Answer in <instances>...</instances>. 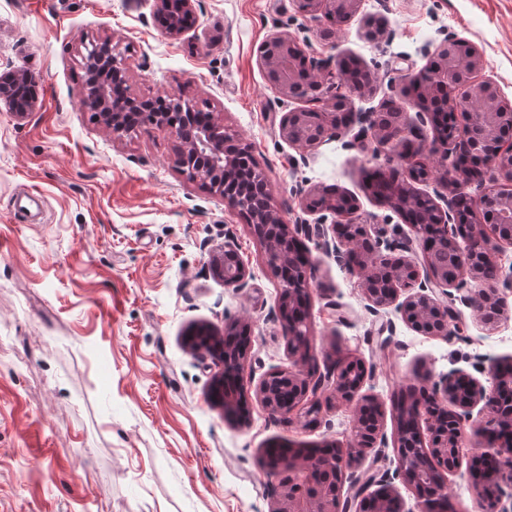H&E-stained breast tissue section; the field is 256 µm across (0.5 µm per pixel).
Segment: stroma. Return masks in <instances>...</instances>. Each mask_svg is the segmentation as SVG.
Listing matches in <instances>:
<instances>
[{
	"instance_id": "stroma-1",
	"label": "stroma",
	"mask_w": 512,
	"mask_h": 512,
	"mask_svg": "<svg viewBox=\"0 0 512 512\" xmlns=\"http://www.w3.org/2000/svg\"><path fill=\"white\" fill-rule=\"evenodd\" d=\"M369 17L385 30L380 43L364 37ZM275 33L317 59L358 58L371 87L356 109L393 102L427 151L440 144L405 89L448 34L478 49L483 76L512 102V0H363L335 30L292 0H195L176 38L154 0H0V74L35 78L25 118L0 107V512H271L287 474L267 465L264 448L351 440L353 405L323 403L306 426L294 413L271 416L256 395L262 376L308 367L282 334L279 282L245 218L185 177L169 127L115 135L82 105L81 43L111 38L126 52L131 93L192 97L250 145L286 223L321 220L298 208L300 185L346 193L355 220L387 239L411 236L366 178L404 168L398 144L368 138L350 149V129L303 155L280 137L296 104L280 100L257 56ZM228 233L254 273L241 291L209 267ZM307 246L309 353L322 373L349 358L371 369L363 391L384 405L387 446L358 467L387 469L398 448L394 394L427 375L477 374L480 355L512 357V288L500 289L495 330L465 307L460 334L429 336L395 308L370 312L359 277ZM234 320L251 328L243 423L208 401L219 366L185 343L192 327L220 332Z\"/></svg>"
}]
</instances>
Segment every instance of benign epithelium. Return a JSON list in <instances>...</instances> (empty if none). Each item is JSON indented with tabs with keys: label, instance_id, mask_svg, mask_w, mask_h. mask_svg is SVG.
<instances>
[{
	"label": "benign epithelium",
	"instance_id": "benign-epithelium-1",
	"mask_svg": "<svg viewBox=\"0 0 512 512\" xmlns=\"http://www.w3.org/2000/svg\"><path fill=\"white\" fill-rule=\"evenodd\" d=\"M362 0H301L304 11H324L354 16L359 12ZM156 12L165 19V31L171 37L180 36L185 25L182 18H190L194 14V0H179V8H173L172 0H156ZM459 39L448 35L444 40L441 52L447 56L448 65L438 73V78L448 91L456 92V107L464 112L467 123L478 122L484 127L485 141L469 140L468 129L463 134L448 136L446 152L438 159V167L444 169L443 180L450 186L471 181V174L459 168H448L446 156L453 153L458 141L467 144L473 152H490L488 162L506 181L512 180V139L502 133L499 125L501 116L512 118V104L504 101L497 92L495 84L483 77V61L480 53L473 47L469 48V56L462 62L453 59ZM259 59L268 74H278L274 82L277 91L286 99L293 98L294 80L291 77L292 62L297 61L310 72L316 74L314 89L307 95V100L323 104V123L313 140H302L301 128L305 112L297 109L285 113L279 125L280 136L289 144L301 149L316 148L329 140L342 137V124L336 122V113L350 107L342 89L347 81L339 71L331 68L330 60L316 61L291 38L275 34L263 41L259 48ZM86 79L83 88V103L91 111L102 118L104 126L114 134L127 131L139 117H148L159 125L168 124L167 112L178 109L182 112L198 111L197 104L181 95L157 96L155 98H138L128 90L119 93L114 91L117 84L126 85V58L116 49L112 42L105 39L94 42L86 47L83 56ZM35 83V79L27 71L17 70L0 76V104L19 118L25 117L33 109V101L24 105L17 103L15 92L22 86ZM352 122L360 124L357 137L372 136L384 147L402 134L400 126L382 128L377 123V113L359 112L352 114ZM182 147L176 161L182 173L191 180H199L210 190L223 193L224 178H235L241 175L238 167L237 153L229 149L232 140L224 135V124L221 119L211 113L205 120L194 126L185 134L174 129ZM299 206L307 212H326L333 215V239H328L324 224H287L281 214L268 206L249 215L251 228L265 247L266 264L278 274L281 291L277 307V319L283 335L294 336V327L298 322L289 319L288 314L298 298H310L313 290L311 277L305 272H295L288 267L290 257L289 246L302 235L307 239L317 236L321 239L320 246L334 255L336 261L346 267L350 266V251L361 249L365 254L362 269L357 271L362 291L369 302V309L377 313L391 305L397 309L413 327L424 334L448 338L453 335V327L458 325L461 313L455 303L471 308L478 313L482 322H487L484 315L486 305L494 303L502 306L498 284L500 280L512 279V267L504 269L499 262V249L496 244L501 241H512V220L501 219L502 212L512 209V189L483 190L471 196L472 209L485 213L488 223L475 226L473 235L464 253H483L496 267V279L490 283L482 280L479 269L464 266L461 272L450 278L448 270L428 265L425 277L411 263L399 257L388 270L385 297H380L372 277L373 265L381 260H390L389 254L395 251L410 250L413 240L402 242L385 240L380 234H372L368 224H356L351 220L355 207H344L336 204L335 196L322 195L316 192L295 191ZM438 234L451 238L459 221L458 197L452 196L445 200V205L433 203ZM213 270L224 279V286L242 291L249 286L253 275L249 267L240 257L237 243L233 236H224V245L213 250L210 256ZM407 292L404 300H399L401 292ZM441 293L448 297L446 304L439 303L435 295ZM237 324L225 328L219 334L207 326L196 328L187 337V344L192 350L198 351L196 345L199 338L208 339V354L220 365L215 374L211 388L212 401L224 407L226 412L233 409L234 393L224 391V376L229 374L236 381V386L243 387L241 371L245 358V350L229 352L224 349V337L236 333ZM488 362L484 368L489 385H484L476 377L459 369H452L440 380L431 383L426 389L428 402L424 411L418 413V422L425 424L429 434L426 444L427 465L430 480L422 483L419 469L410 466L404 454L399 453L393 461L394 469L381 474L376 472H360L356 462L366 453L386 447V436L383 432L384 413L373 405L372 413L363 412L364 396L360 391L369 377L364 362L353 361L358 371L352 377L347 365L340 364L324 374L303 375L300 373L279 372L288 383V388L295 389V396L288 402L280 399L271 391L268 382L270 376L260 378L256 386V394L265 408L272 415H288L295 411L299 404L308 396H317L327 386H333L336 398L355 404L356 423L354 434L346 445L336 451V459L323 463L317 460L314 453L299 458V463L292 466L295 475L288 477L275 492L276 506L272 512H350L355 502H361L364 512H401V504L392 495V480L400 478L406 484L424 491L420 507L423 512H438L445 486L442 480L446 475L453 474L460 468L461 437L464 427L470 425L487 437L492 438L491 457L497 480L488 483L480 477L470 475V486L476 500L488 502L496 507L502 499L512 502V443L495 437L505 418H512V412H504L500 405V392L512 386V372L497 358H482ZM452 404V426L446 432L438 430L435 408H447ZM486 415V420L473 417L474 409ZM380 489L370 491L374 485Z\"/></svg>",
	"mask_w": 512,
	"mask_h": 512
}]
</instances>
